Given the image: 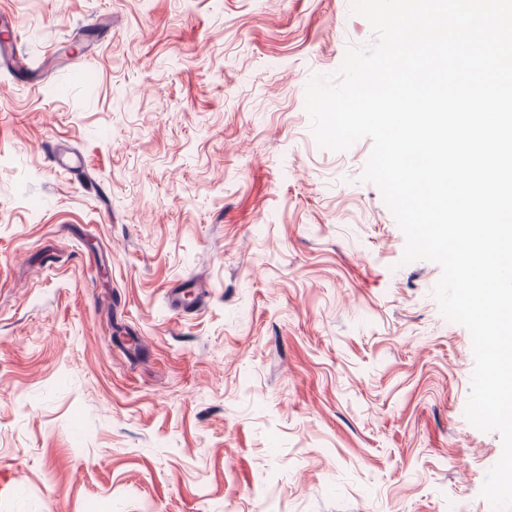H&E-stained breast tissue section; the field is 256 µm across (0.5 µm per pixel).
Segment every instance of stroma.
Instances as JSON below:
<instances>
[{"instance_id": "35a3bbf8", "label": "stroma", "mask_w": 512, "mask_h": 512, "mask_svg": "<svg viewBox=\"0 0 512 512\" xmlns=\"http://www.w3.org/2000/svg\"><path fill=\"white\" fill-rule=\"evenodd\" d=\"M350 3L0 0V512H492L441 268L310 131ZM185 280L177 286H174L168 294L169 305L172 311L176 314H185L186 309L190 308L191 300H188V295L193 293V288L197 289L198 303L203 296V290L198 282L194 279Z\"/></svg>"}]
</instances>
